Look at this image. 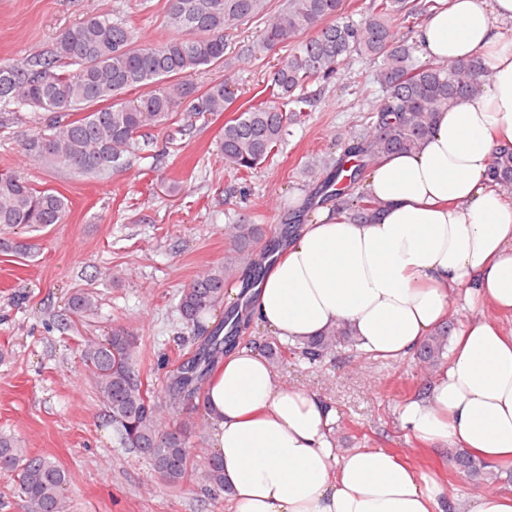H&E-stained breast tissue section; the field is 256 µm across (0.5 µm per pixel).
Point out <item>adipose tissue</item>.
I'll return each mask as SVG.
<instances>
[{
    "label": "adipose tissue",
    "instance_id": "ef3b65f1",
    "mask_svg": "<svg viewBox=\"0 0 512 512\" xmlns=\"http://www.w3.org/2000/svg\"><path fill=\"white\" fill-rule=\"evenodd\" d=\"M506 21L512 0H450L426 18L415 34L425 61L474 60L489 80L442 111L418 150L373 165L374 219L323 207L292 234L256 289L266 330L303 340L343 322L364 351L399 360L456 304L512 313V202L490 175L512 147ZM205 404L233 512H447L436 481L388 450L337 452L335 409L285 387L258 348L225 357ZM400 423L417 440L512 461V332L464 323L449 366L401 405Z\"/></svg>",
    "mask_w": 512,
    "mask_h": 512
}]
</instances>
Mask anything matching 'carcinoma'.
Returning <instances> with one entry per match:
<instances>
[{
    "instance_id": "cac0c4a2",
    "label": "carcinoma",
    "mask_w": 512,
    "mask_h": 512,
    "mask_svg": "<svg viewBox=\"0 0 512 512\" xmlns=\"http://www.w3.org/2000/svg\"><path fill=\"white\" fill-rule=\"evenodd\" d=\"M269 0H165L164 26L173 35L155 44L140 45L127 20L109 14L92 15L77 26L61 30L52 55L30 54L0 64V104L31 107L40 114L36 126L22 139L25 154L59 164L78 173L102 177L122 167L148 130L171 127L178 111L195 117L220 114L233 103L226 78L205 90L193 83L196 73L224 67L233 54L232 38L241 26L263 16ZM343 0H287V6L247 45L258 58L283 45L292 50L279 60L263 99L224 122L219 152L224 170L239 180L263 165L290 135L289 127L313 110V84L324 86L341 75L352 56L378 63L377 82L384 96L368 116V130L344 144L342 155L329 166L314 197L335 198L357 220L372 216L378 204L365 192L354 193L373 163L395 152L418 149L440 113L475 92L488 74L473 62L451 60L420 65L411 35L436 0H370L358 22L342 12ZM146 92L134 100L123 95ZM492 175L512 189V149L493 159ZM68 200L51 188L37 187L15 172H0V228L45 229L64 222ZM290 229L264 249L258 224L228 225L224 234L233 245L234 263L242 267L244 298L264 276L275 247L286 243ZM229 268H210L181 290L177 304L195 345L165 381L163 402H155L133 362L135 337L123 328L104 341L85 345L82 359L92 383L108 408L112 429L121 444L146 456L168 485L180 486L188 477L197 443L195 426L181 422L165 428L166 416L196 405L212 371L240 343L252 314L235 301L224 320L199 331L200 317L224 302ZM97 308L94 298L78 292L70 311L88 317ZM344 344L354 345L349 326L338 323L328 331L290 348L310 364ZM448 326H440L422 344L421 361L432 367L444 359ZM451 460L468 474L491 480V465L458 450ZM0 473L17 478L26 512H70L64 494L67 471L57 462L30 455L11 438L0 437ZM215 494L224 493V464L215 457L197 474Z\"/></svg>"
}]
</instances>
